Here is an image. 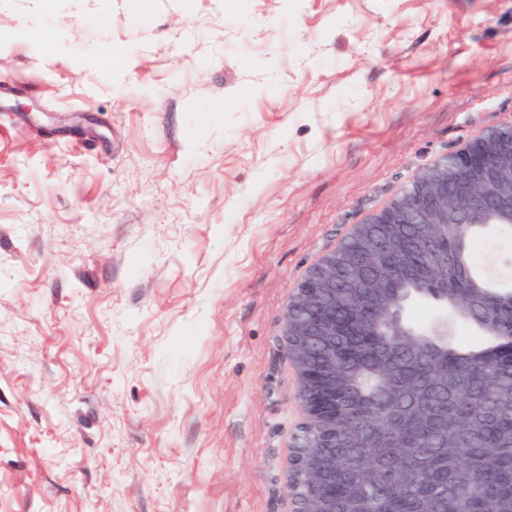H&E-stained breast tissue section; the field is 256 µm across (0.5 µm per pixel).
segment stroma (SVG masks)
<instances>
[{
  "label": "stroma",
  "instance_id": "stroma-1",
  "mask_svg": "<svg viewBox=\"0 0 512 512\" xmlns=\"http://www.w3.org/2000/svg\"><path fill=\"white\" fill-rule=\"evenodd\" d=\"M0 0V512H288L291 290L512 122V0Z\"/></svg>",
  "mask_w": 512,
  "mask_h": 512
}]
</instances>
